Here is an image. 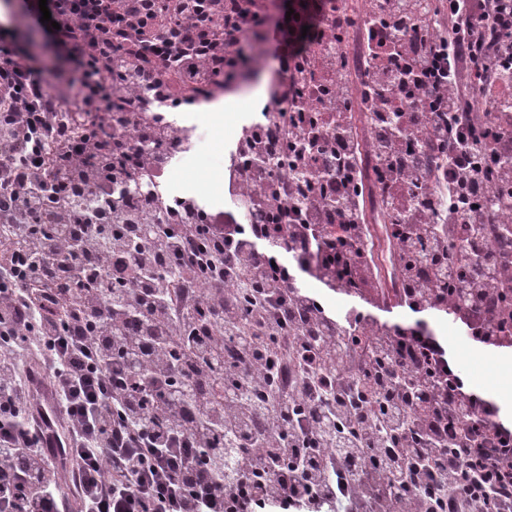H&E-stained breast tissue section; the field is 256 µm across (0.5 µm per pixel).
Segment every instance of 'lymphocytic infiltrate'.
<instances>
[{"instance_id": "f902f5d3", "label": "lymphocytic infiltrate", "mask_w": 512, "mask_h": 512, "mask_svg": "<svg viewBox=\"0 0 512 512\" xmlns=\"http://www.w3.org/2000/svg\"><path fill=\"white\" fill-rule=\"evenodd\" d=\"M289 2L275 23L271 0H47L48 35L77 64L64 85L0 35V512L73 498L79 512H512V422L461 358L423 330L337 319L295 275L370 284L361 201L377 187L401 302L512 341V242L496 234L512 0ZM258 57L277 63L279 109L242 127L226 163L258 222L160 190L113 196L159 170L143 139L182 142L148 121L157 103L214 95ZM280 150L300 176L249 169ZM240 427L228 486L204 450Z\"/></svg>"}]
</instances>
